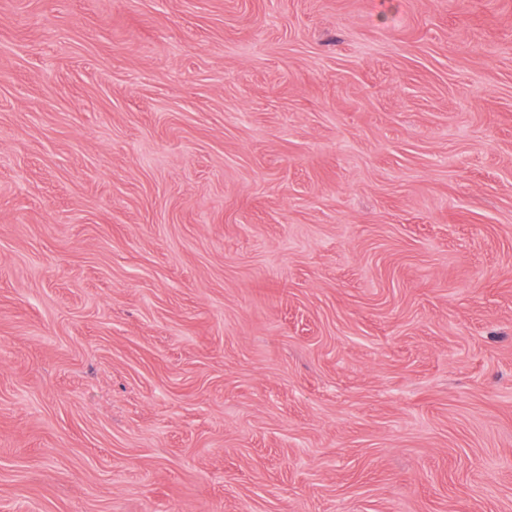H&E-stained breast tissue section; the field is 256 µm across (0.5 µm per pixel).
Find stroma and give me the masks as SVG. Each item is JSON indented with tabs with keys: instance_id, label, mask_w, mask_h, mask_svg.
Here are the masks:
<instances>
[{
	"instance_id": "stroma-1",
	"label": "stroma",
	"mask_w": 512,
	"mask_h": 512,
	"mask_svg": "<svg viewBox=\"0 0 512 512\" xmlns=\"http://www.w3.org/2000/svg\"><path fill=\"white\" fill-rule=\"evenodd\" d=\"M0 512H512V0H0Z\"/></svg>"
}]
</instances>
